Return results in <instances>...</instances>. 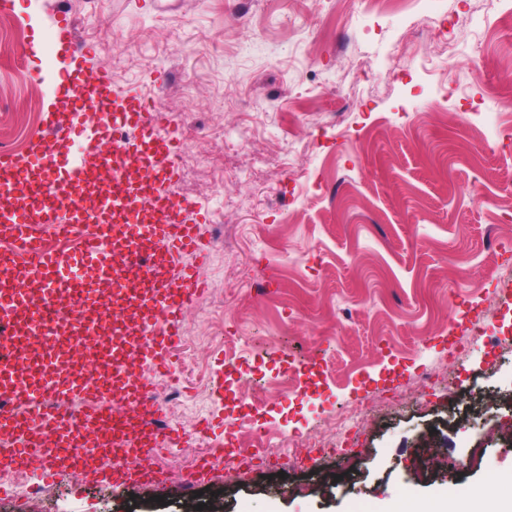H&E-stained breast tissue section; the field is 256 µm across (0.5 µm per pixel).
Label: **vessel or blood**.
<instances>
[{
  "label": "vessel or blood",
  "mask_w": 512,
  "mask_h": 512,
  "mask_svg": "<svg viewBox=\"0 0 512 512\" xmlns=\"http://www.w3.org/2000/svg\"><path fill=\"white\" fill-rule=\"evenodd\" d=\"M55 37L70 60L60 84L67 109L48 112V138L26 154L0 155V240L8 244L0 251V327L10 329L0 338V347L11 354L10 360L0 363V433L21 436L18 449L7 459L9 465L19 467L36 457L46 469L62 474L88 465L86 459L69 455V448L119 447L126 453L151 455L171 441L173 430L141 417V407L151 399L145 377L125 371L86 380L77 369H65V353L59 347L28 360L34 377L29 383L19 382L14 363L28 359L27 344L47 321L45 307L25 298L26 289L58 301L61 335L79 332L105 357L112 355L113 344L112 330L98 313L101 298L138 302L127 334L160 366L180 338L183 307L201 288L195 265L176 267L174 257L189 252L202 262L207 249L195 225L185 219L194 202L170 191L179 177V139L160 135V114L150 112L140 97L113 90L108 73L83 77L79 61L90 48L77 43L70 19H63ZM88 104L111 113L113 126L136 130L138 136L129 139L102 130L107 149L63 165L60 148L78 129L76 111ZM63 225L74 235L76 248L45 249V234L58 233ZM117 250L127 254L123 276L112 272ZM159 309L164 319L156 318ZM49 391L59 400L76 399L79 405L44 409L41 421L54 438L47 447L24 437L27 421L17 408ZM116 394L129 403L119 416L106 408Z\"/></svg>",
  "instance_id": "vessel-or-blood-1"
}]
</instances>
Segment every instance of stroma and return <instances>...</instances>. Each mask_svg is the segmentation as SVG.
<instances>
[{
    "label": "stroma",
    "instance_id": "stroma-1",
    "mask_svg": "<svg viewBox=\"0 0 512 512\" xmlns=\"http://www.w3.org/2000/svg\"><path fill=\"white\" fill-rule=\"evenodd\" d=\"M69 17L114 89L139 95L198 171L176 183L195 202L208 245L202 292L181 315L173 351L179 438L132 468L165 465L168 483L57 480L0 512H192L177 491L198 430L219 442L239 414L224 339L236 337L267 385L291 362L327 366L283 404L253 414L287 434L335 432L370 413L345 455L284 476L216 463L200 497L216 512H381L406 495L461 501L451 484L507 495L512 486V309L496 266H512V0H412L367 11L362 0H18L15 41L0 49V153L44 138ZM40 42L29 56L30 38ZM431 372L438 388L422 391ZM482 445L481 463L466 460ZM462 461L451 471L445 459Z\"/></svg>",
    "mask_w": 512,
    "mask_h": 512
}]
</instances>
